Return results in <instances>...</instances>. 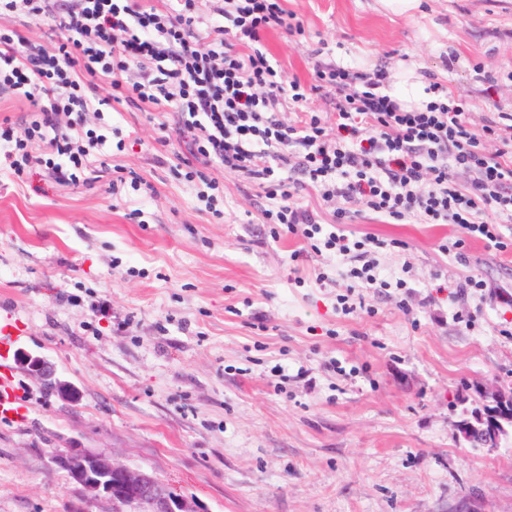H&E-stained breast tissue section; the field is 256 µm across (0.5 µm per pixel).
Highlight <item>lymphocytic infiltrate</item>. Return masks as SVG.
<instances>
[{"mask_svg": "<svg viewBox=\"0 0 512 512\" xmlns=\"http://www.w3.org/2000/svg\"><path fill=\"white\" fill-rule=\"evenodd\" d=\"M195 2L167 0L160 9L150 0H79L55 16L37 0H0V15L49 14L58 31L46 46L0 29V87L36 108L22 132L0 130V164L17 176L46 165L57 180L79 182L93 161L62 119L92 111L88 91L100 80L115 88V102L176 106L191 154L260 181L274 202L270 223L339 257L353 287L406 282L381 277L374 237L345 233L351 203L396 223L457 225L460 236L440 247L457 260L470 240L512 251L502 231L512 223V123L489 117L474 130L467 103L437 82L428 88L431 101L404 109L382 70L318 65L311 84L287 78L263 44L272 29L304 31L283 0H224L203 38ZM134 64L142 68L138 80L124 81ZM321 92L336 97L332 119L312 110L291 124L280 119L285 104L303 106ZM294 159L322 199L340 200L333 223L297 204L300 181L288 174Z\"/></svg>", "mask_w": 512, "mask_h": 512, "instance_id": "obj_1", "label": "lymphocytic infiltrate"}]
</instances>
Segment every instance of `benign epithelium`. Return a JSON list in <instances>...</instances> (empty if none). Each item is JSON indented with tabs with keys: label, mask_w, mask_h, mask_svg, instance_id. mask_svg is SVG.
Wrapping results in <instances>:
<instances>
[{
	"label": "benign epithelium",
	"mask_w": 512,
	"mask_h": 512,
	"mask_svg": "<svg viewBox=\"0 0 512 512\" xmlns=\"http://www.w3.org/2000/svg\"><path fill=\"white\" fill-rule=\"evenodd\" d=\"M17 366L59 397L72 400L75 389L56 376L54 367L43 357L26 350L15 352ZM479 394L491 410L461 422L455 437L470 445L496 448L512 426V390L483 384ZM51 462L64 470L81 496L89 500L107 499L112 512H195L177 490L165 485L140 466L115 462L89 448H54Z\"/></svg>",
	"instance_id": "obj_1"
}]
</instances>
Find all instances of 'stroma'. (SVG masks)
Here are the masks:
<instances>
[{
	"instance_id": "35a3bbf8",
	"label": "stroma",
	"mask_w": 512,
	"mask_h": 512,
	"mask_svg": "<svg viewBox=\"0 0 512 512\" xmlns=\"http://www.w3.org/2000/svg\"><path fill=\"white\" fill-rule=\"evenodd\" d=\"M285 7L304 34L263 42L287 77L406 66L465 99L474 127L512 114V0H425L412 19L375 0ZM111 92L71 129L103 138L94 182L0 172V320L77 392L10 368L25 419L0 417V512H112L50 463L71 445L143 467L195 512H512V427L494 449L453 436L478 385L512 388V252L470 241L460 263L439 250L457 225L350 205L347 230L377 238L382 275L410 288L363 289L341 316L334 257L272 232L258 183L192 158L176 108ZM468 275L482 294H459Z\"/></svg>"
}]
</instances>
